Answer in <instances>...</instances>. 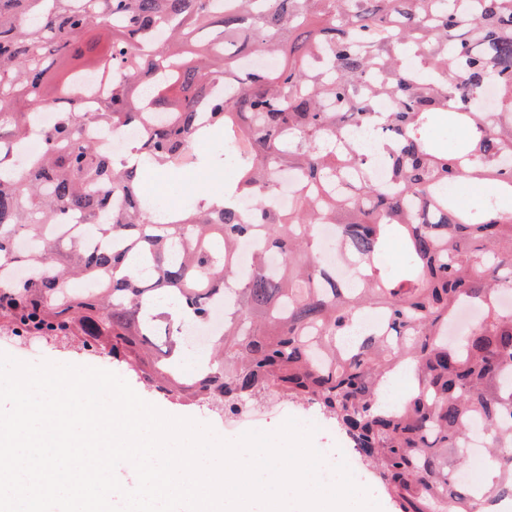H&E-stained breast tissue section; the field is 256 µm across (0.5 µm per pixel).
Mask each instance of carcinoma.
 <instances>
[{"label":"carcinoma","mask_w":512,"mask_h":512,"mask_svg":"<svg viewBox=\"0 0 512 512\" xmlns=\"http://www.w3.org/2000/svg\"><path fill=\"white\" fill-rule=\"evenodd\" d=\"M266 56L273 66L250 59ZM108 82L95 112L78 81ZM55 105L40 151L19 164L30 118ZM467 130L444 150L440 113ZM166 121L151 122L152 114ZM143 135L121 157L86 125ZM246 146L221 200L162 215L141 201L149 173L222 134ZM386 167V181L374 176ZM293 178L286 208L274 201ZM484 182L476 209L451 187ZM512 0H0V332L107 355L157 392L236 415L259 400L314 407L371 468L395 512H494L512 500ZM74 218L104 242L55 233ZM332 226L358 271L330 274ZM17 238L35 252L14 248ZM262 247L238 271L243 241ZM399 239L406 267L381 257ZM234 290L213 363L180 370V327ZM483 309L448 343L459 304ZM173 313L153 314L154 306ZM383 325L343 347L361 313ZM412 367L400 405L385 382ZM489 428L475 487L455 483L470 424Z\"/></svg>","instance_id":"1"}]
</instances>
